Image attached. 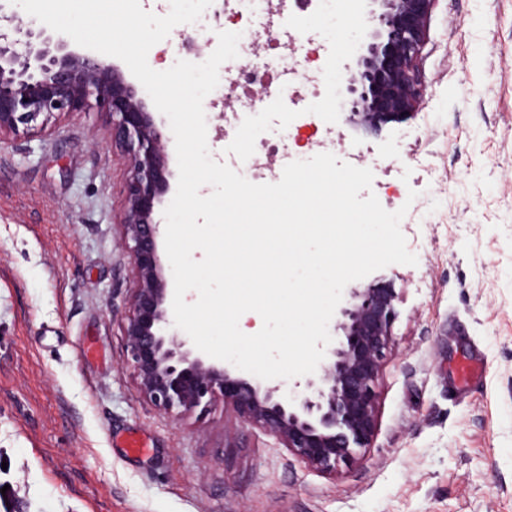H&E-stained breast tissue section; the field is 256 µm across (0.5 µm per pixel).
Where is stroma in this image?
Returning a JSON list of instances; mask_svg holds the SVG:
<instances>
[{
	"mask_svg": "<svg viewBox=\"0 0 512 512\" xmlns=\"http://www.w3.org/2000/svg\"><path fill=\"white\" fill-rule=\"evenodd\" d=\"M211 18L175 26L150 67L204 62L186 46L216 36ZM422 69L420 109L380 134L330 103L370 149L381 206L406 208L418 258L357 282L395 288L396 317L375 433L333 473L223 402L173 417L141 395L124 336L130 161L104 116L0 144V512H512V0H436ZM470 358L482 376L463 385ZM130 429L145 457L113 446Z\"/></svg>",
	"mask_w": 512,
	"mask_h": 512,
	"instance_id": "1",
	"label": "stroma"
}]
</instances>
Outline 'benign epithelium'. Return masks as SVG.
<instances>
[{"mask_svg": "<svg viewBox=\"0 0 512 512\" xmlns=\"http://www.w3.org/2000/svg\"><path fill=\"white\" fill-rule=\"evenodd\" d=\"M371 29L364 49L345 65L349 111L377 134L415 112L424 97L420 68L434 0H365ZM96 107L112 138L131 151L125 240L137 276L125 326L126 358L141 394L182 415L217 398L279 440L297 459L332 473L354 460L376 426V383L391 343L397 293L389 286L351 288L336 309L334 337L315 373L288 389L245 377L234 365L199 354L168 312L169 291L157 250L154 210L165 186L167 138L138 90L96 55L71 49L45 27L25 24L0 0V137L56 114Z\"/></svg>", "mask_w": 512, "mask_h": 512, "instance_id": "1", "label": "benign epithelium"}]
</instances>
